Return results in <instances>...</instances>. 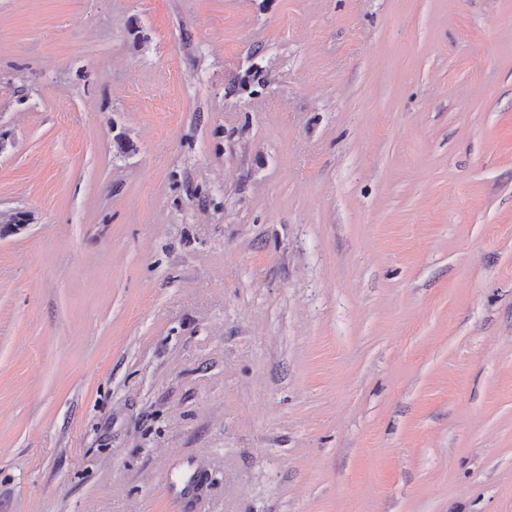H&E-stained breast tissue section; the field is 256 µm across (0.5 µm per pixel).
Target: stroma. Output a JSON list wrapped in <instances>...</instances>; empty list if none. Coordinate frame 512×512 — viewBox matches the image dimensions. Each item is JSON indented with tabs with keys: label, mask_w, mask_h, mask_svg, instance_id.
I'll use <instances>...</instances> for the list:
<instances>
[{
	"label": "stroma",
	"mask_w": 512,
	"mask_h": 512,
	"mask_svg": "<svg viewBox=\"0 0 512 512\" xmlns=\"http://www.w3.org/2000/svg\"><path fill=\"white\" fill-rule=\"evenodd\" d=\"M0 512H512V0H0Z\"/></svg>",
	"instance_id": "1"
}]
</instances>
